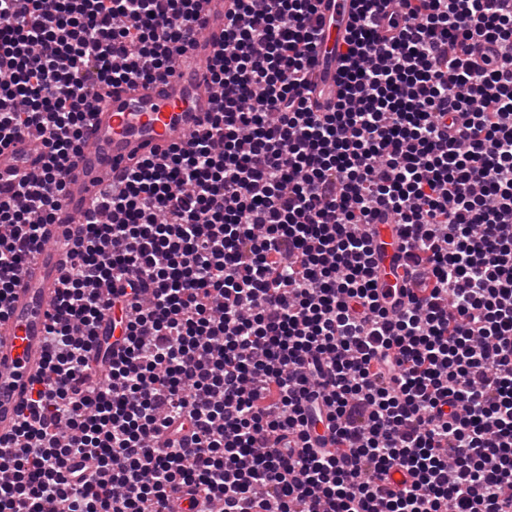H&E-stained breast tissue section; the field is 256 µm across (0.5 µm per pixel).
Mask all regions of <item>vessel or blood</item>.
I'll list each match as a JSON object with an SVG mask.
<instances>
[{
  "instance_id": "1",
  "label": "vessel or blood",
  "mask_w": 512,
  "mask_h": 512,
  "mask_svg": "<svg viewBox=\"0 0 512 512\" xmlns=\"http://www.w3.org/2000/svg\"><path fill=\"white\" fill-rule=\"evenodd\" d=\"M232 4L233 0H198L201 31L186 52L175 55L172 74L150 83L113 84L86 124L81 153L64 166L65 197L55 222L22 271L6 315L0 317V437L13 436L31 381L46 367L44 339L68 264L66 233L96 193L123 169L145 157H161L171 145L185 142L206 126L216 108L209 66L224 38V18ZM355 8V0L318 4L325 41L317 47L314 82L325 105L335 103L340 89L336 68L326 60L343 47L346 21ZM39 145L33 130L0 151V172L36 163ZM400 231L397 224L367 227L377 247V282L383 292L390 291L403 273Z\"/></svg>"
}]
</instances>
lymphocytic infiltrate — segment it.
Instances as JSON below:
<instances>
[{
  "label": "lymphocytic infiltrate",
  "mask_w": 512,
  "mask_h": 512,
  "mask_svg": "<svg viewBox=\"0 0 512 512\" xmlns=\"http://www.w3.org/2000/svg\"><path fill=\"white\" fill-rule=\"evenodd\" d=\"M195 2L0 0V151L44 134L37 173L0 177V316L81 123L169 73ZM357 3L317 112V0H234L207 128L78 220L0 512H512V0ZM385 218L395 317L360 230Z\"/></svg>",
  "instance_id": "1"
}]
</instances>
